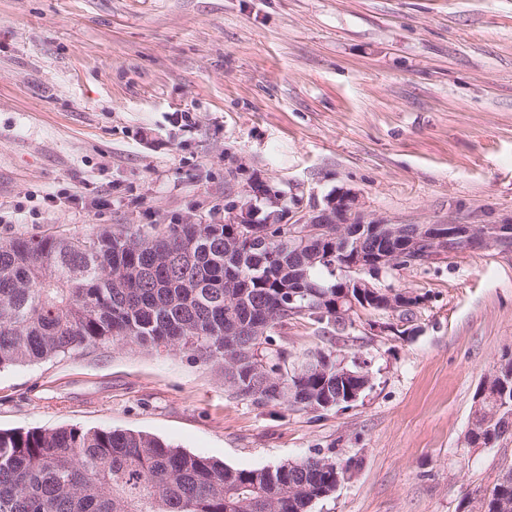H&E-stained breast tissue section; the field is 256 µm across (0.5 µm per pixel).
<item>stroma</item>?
<instances>
[{
    "label": "stroma",
    "instance_id": "stroma-1",
    "mask_svg": "<svg viewBox=\"0 0 512 512\" xmlns=\"http://www.w3.org/2000/svg\"><path fill=\"white\" fill-rule=\"evenodd\" d=\"M262 183L300 220L336 190L395 224L512 220V0H0V238L207 224ZM54 195L46 205V195ZM408 334L337 333L371 381L311 412L236 396L186 349L109 343L0 368V430H131L261 469L351 462L310 512H459L512 465L467 448L512 354V253L382 275Z\"/></svg>",
    "mask_w": 512,
    "mask_h": 512
}]
</instances>
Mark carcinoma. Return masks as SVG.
I'll return each mask as SVG.
<instances>
[{
  "mask_svg": "<svg viewBox=\"0 0 512 512\" xmlns=\"http://www.w3.org/2000/svg\"><path fill=\"white\" fill-rule=\"evenodd\" d=\"M255 238L228 252L238 224H119L87 237L0 239V367L57 357L73 349L118 345L189 349L208 362L233 363L236 394L258 404L304 410L336 406V394L358 391L359 369L340 376L333 347L311 367L291 368L284 345L291 320L336 332L337 307L349 283L347 256L327 252L306 267L288 251L287 224H252ZM191 260L178 264L182 252ZM241 277L239 287L224 279ZM297 291L300 311L274 320L259 336L229 334L236 324L263 321L282 289ZM500 400L473 411L472 444L512 438V381ZM329 457L309 455L274 468L234 469L135 431L60 427L0 430V512H308L336 490ZM512 499V484H493L482 512Z\"/></svg>",
  "mask_w": 512,
  "mask_h": 512,
  "instance_id": "1",
  "label": "carcinoma"
}]
</instances>
